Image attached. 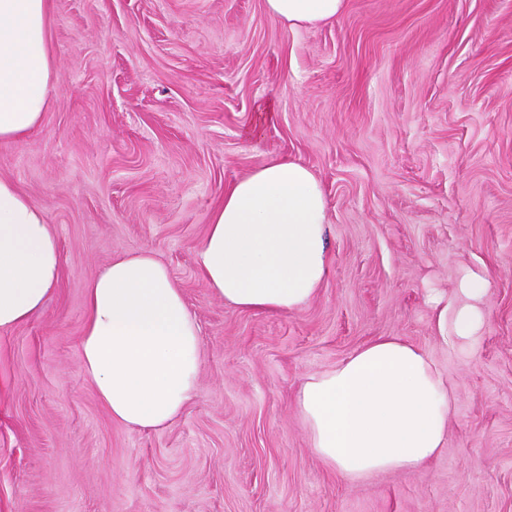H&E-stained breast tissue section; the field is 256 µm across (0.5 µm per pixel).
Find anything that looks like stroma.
<instances>
[{"instance_id":"35a3bbf8","label":"stroma","mask_w":512,"mask_h":512,"mask_svg":"<svg viewBox=\"0 0 512 512\" xmlns=\"http://www.w3.org/2000/svg\"><path fill=\"white\" fill-rule=\"evenodd\" d=\"M41 127L0 177L44 208L63 275L0 333V512H512V0H347L290 27L265 0H52ZM272 158L307 166L330 275L299 310L205 288L224 191ZM150 250L200 328L195 397L170 425L112 421L85 379L87 286ZM469 271L486 324L449 340L435 298ZM379 336L423 349L457 401L420 469L349 482L310 450L303 379Z\"/></svg>"}]
</instances>
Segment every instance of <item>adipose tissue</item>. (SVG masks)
<instances>
[{
  "label": "adipose tissue",
  "mask_w": 512,
  "mask_h": 512,
  "mask_svg": "<svg viewBox=\"0 0 512 512\" xmlns=\"http://www.w3.org/2000/svg\"><path fill=\"white\" fill-rule=\"evenodd\" d=\"M346 0H265L293 26L336 19ZM51 0H0V143L43 122L53 88ZM328 201L306 166L271 159L232 184L213 209L198 248L207 288L245 311L291 312L313 299L329 270ZM59 242L44 209L0 177V332L29 322L62 276ZM489 288L479 273L448 302L449 336L485 326ZM82 370L112 419L151 430L174 422L195 395L199 326L168 268L147 250L116 257L86 290ZM456 402L422 349L398 337L365 344L336 367L308 375L296 408L309 446L349 481L411 472L444 448Z\"/></svg>",
  "instance_id": "1"
}]
</instances>
